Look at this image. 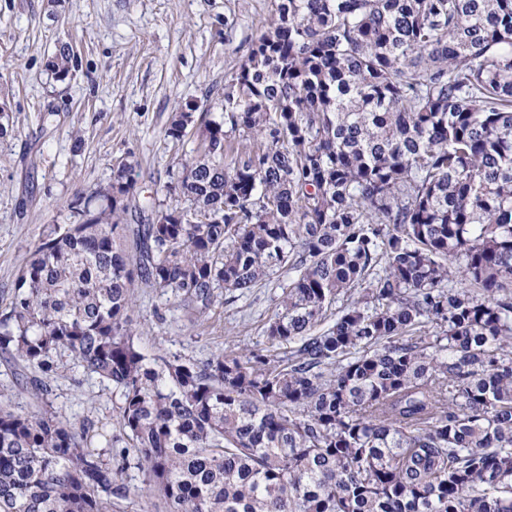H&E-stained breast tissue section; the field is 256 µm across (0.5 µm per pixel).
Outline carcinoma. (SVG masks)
<instances>
[{
    "instance_id": "1",
    "label": "carcinoma",
    "mask_w": 512,
    "mask_h": 512,
    "mask_svg": "<svg viewBox=\"0 0 512 512\" xmlns=\"http://www.w3.org/2000/svg\"><path fill=\"white\" fill-rule=\"evenodd\" d=\"M190 134L146 222L123 162L21 266L0 353L35 410L0 397V512L126 496L46 398L62 363L112 387L169 512H512V0H274ZM276 273L266 353L141 352L134 289L202 317Z\"/></svg>"
}]
</instances>
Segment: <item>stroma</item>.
<instances>
[{
	"label": "stroma",
	"mask_w": 512,
	"mask_h": 512,
	"mask_svg": "<svg viewBox=\"0 0 512 512\" xmlns=\"http://www.w3.org/2000/svg\"><path fill=\"white\" fill-rule=\"evenodd\" d=\"M273 0H0V309L19 269L55 224H75L71 204L109 186L117 160L135 167L140 205L154 201L168 169L192 154L164 131L173 113L220 115L224 86L238 72ZM68 45V77L49 61ZM281 290L269 281L239 297L219 292L194 319L152 288L134 292L137 342L147 356L204 363L230 350L265 351ZM48 399L74 425L105 427L112 453L128 451L110 389L81 370L59 368ZM112 512H167L137 466Z\"/></svg>",
	"instance_id": "35a3bbf8"
}]
</instances>
